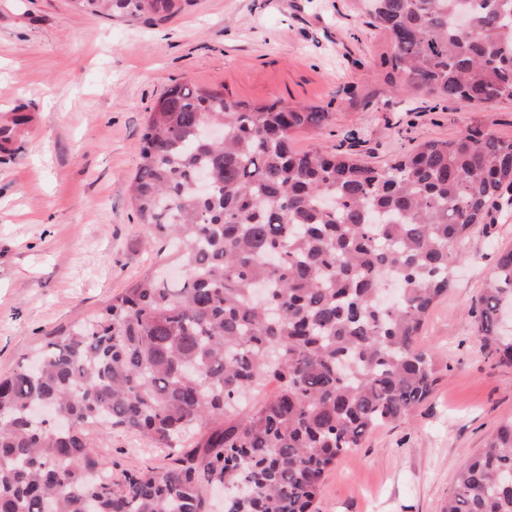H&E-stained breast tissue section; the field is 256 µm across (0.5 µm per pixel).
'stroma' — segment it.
I'll use <instances>...</instances> for the list:
<instances>
[{
  "label": "stroma",
  "instance_id": "35a3bbf8",
  "mask_svg": "<svg viewBox=\"0 0 512 512\" xmlns=\"http://www.w3.org/2000/svg\"><path fill=\"white\" fill-rule=\"evenodd\" d=\"M390 52L358 0H192L156 25L71 0H0V123L30 117L0 149V375L167 262L145 241L129 185L145 118L173 85L322 107L326 125L296 133L293 148L373 166L471 125L512 140L511 102L389 93L377 71ZM510 247L512 209L462 245L421 332L434 354L430 395L329 470L317 512H444L467 457L512 415V366L479 333L484 281ZM93 443L116 481L172 462L120 427Z\"/></svg>",
  "mask_w": 512,
  "mask_h": 512
}]
</instances>
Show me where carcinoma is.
<instances>
[{
  "label": "carcinoma",
  "instance_id": "obj_1",
  "mask_svg": "<svg viewBox=\"0 0 512 512\" xmlns=\"http://www.w3.org/2000/svg\"><path fill=\"white\" fill-rule=\"evenodd\" d=\"M164 21L191 0H78ZM393 93L512 101V0H364ZM318 107L178 84L145 119L130 199L173 247L147 274L0 377V512H314L324 474L431 392L418 342L452 285V251L512 191V140L469 127L386 167L296 151ZM479 332L512 365V249L480 297ZM276 383L251 404L247 398ZM35 400L63 425L31 419ZM123 427L174 455L112 480L90 429ZM445 512H512V417L466 460Z\"/></svg>",
  "mask_w": 512,
  "mask_h": 512
}]
</instances>
